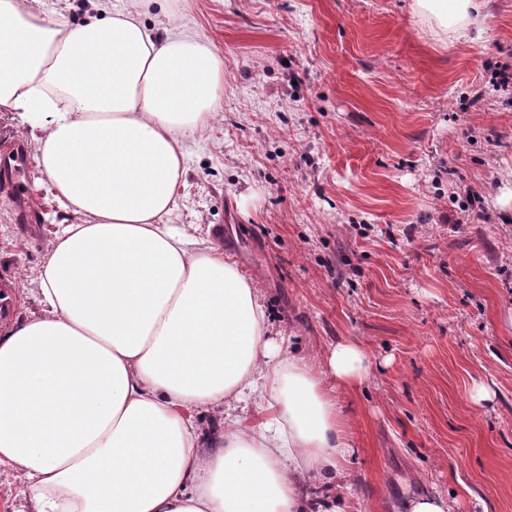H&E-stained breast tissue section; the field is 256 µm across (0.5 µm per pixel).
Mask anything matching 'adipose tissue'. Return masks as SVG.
I'll list each match as a JSON object with an SVG mask.
<instances>
[{
    "mask_svg": "<svg viewBox=\"0 0 512 512\" xmlns=\"http://www.w3.org/2000/svg\"><path fill=\"white\" fill-rule=\"evenodd\" d=\"M486 2L413 9L461 40ZM223 89L211 41L139 7L73 26L0 0V112L40 127L38 166L77 217L38 270L43 313L0 326V466L30 512L349 510L307 482L346 477L336 391L362 385L369 352L346 339L311 365L223 251L164 222ZM209 409L224 427L205 442Z\"/></svg>",
    "mask_w": 512,
    "mask_h": 512,
    "instance_id": "1",
    "label": "adipose tissue"
}]
</instances>
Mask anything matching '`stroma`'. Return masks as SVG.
<instances>
[{
	"label": "stroma",
	"instance_id": "1",
	"mask_svg": "<svg viewBox=\"0 0 512 512\" xmlns=\"http://www.w3.org/2000/svg\"><path fill=\"white\" fill-rule=\"evenodd\" d=\"M412 2L145 0L148 27L182 26L224 60L167 221L236 262L271 335L312 365L343 339L367 347L368 378L337 395L350 512L434 492L453 512H512V98L489 89L512 68V0H490L476 42L443 39ZM23 180L38 223L0 190L14 320L41 313L45 249L76 220L36 158ZM477 381L494 392L481 407Z\"/></svg>",
	"mask_w": 512,
	"mask_h": 512
}]
</instances>
